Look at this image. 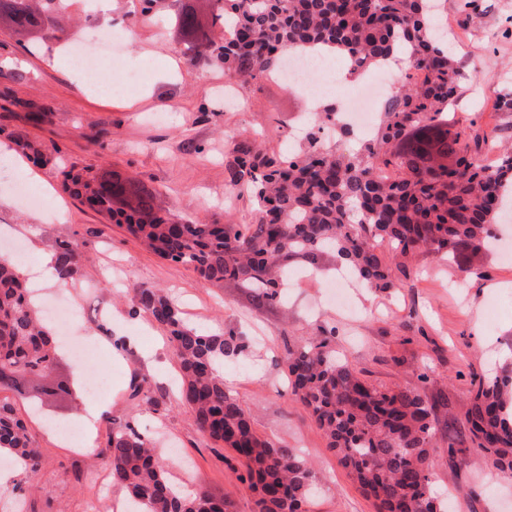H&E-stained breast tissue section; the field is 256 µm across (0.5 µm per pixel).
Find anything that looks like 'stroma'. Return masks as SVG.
Returning <instances> with one entry per match:
<instances>
[{"mask_svg":"<svg viewBox=\"0 0 512 512\" xmlns=\"http://www.w3.org/2000/svg\"><path fill=\"white\" fill-rule=\"evenodd\" d=\"M84 3L68 0L65 12L28 39L0 26V148L24 162L21 181L64 215L48 222L44 209L25 207L4 187L0 235L25 246L26 268L37 265L40 255H55L60 242L78 240L77 272L64 281H45L44 288L71 290L84 309L85 335L107 349L121 345L123 356L110 362L111 389L97 399L84 395L71 405H46L35 417L26 400L15 399L41 463L33 477L13 471V489L0 496V512H11L15 499L25 502L26 512H92L95 502L122 496L111 481L92 482L91 453L74 450L58 435L59 428L89 419L87 409L96 404L101 412L90 419L95 447L126 422L148 434L162 430L165 437L156 446L167 459L171 482L188 495L206 489L232 502L235 512H255V493L238 480L233 452L206 440L177 402L180 369L166 330L148 314L130 313L128 293L143 285L166 289L199 331L244 338L246 350L224 360L227 386L259 435L296 449L312 464L315 491L306 512H376L288 386L286 340L329 328L336 331V351L370 382L421 389L435 400L433 490L449 498L450 512H512V478L448 456V431L465 429L479 377L512 370V307L501 303L512 296V261L495 250L483 252V277L463 284L455 265L417 253L400 287L356 288L359 312L351 317L329 301L328 272L335 267L330 260L319 270L289 262L287 297L268 306L248 289L203 283L187 266L149 251L63 192L70 166L126 173L155 191L157 205L178 219L244 224L251 198L224 196L235 142L254 138L284 154L297 149L294 131L310 112L311 97L262 78L238 87L240 107L219 103L224 72L195 65L185 55L171 27L177 0L146 16L128 9L126 0H112L129 32L116 50L127 67H147L144 84L127 89L124 74L113 72L102 85L75 80L70 58L58 66L46 58L82 35ZM439 16L463 74L449 119L512 146V110L497 105L512 89V0H440ZM36 113L42 121H33ZM30 149L44 164L27 163Z\"/></svg>","mask_w":512,"mask_h":512,"instance_id":"stroma-1","label":"stroma"}]
</instances>
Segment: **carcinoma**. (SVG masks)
Returning <instances> with one entry per match:
<instances>
[{
	"instance_id": "cac0c4a2",
	"label": "carcinoma",
	"mask_w": 512,
	"mask_h": 512,
	"mask_svg": "<svg viewBox=\"0 0 512 512\" xmlns=\"http://www.w3.org/2000/svg\"><path fill=\"white\" fill-rule=\"evenodd\" d=\"M211 23L183 0L175 25L187 37L195 64H219L224 78L248 83L281 71L282 55L315 45L337 49L354 70L381 66L407 53L404 78L385 101L377 134L357 153H338L326 134L346 136L331 106L317 117L296 154L264 152L244 140L234 148L229 190L253 201L247 224H202L174 218L156 205L149 188L114 172L95 176L71 168L65 191L163 259L189 266L205 284L233 282L267 304L279 301L287 262L318 266L328 256L363 285L397 288L408 259L419 251L443 254L468 276L494 226L512 212V151L485 156L496 146L443 119L454 98L460 68L435 35L431 0H212ZM64 8L63 0H0V20L30 30ZM227 28L224 41L209 27ZM440 126L435 149L387 146L409 131ZM80 259L77 241L59 244L64 278ZM17 263L0 255V392L31 400L77 397L66 376L39 382L58 365V348L43 324ZM132 314L144 312L168 333L182 373L180 404L199 431L231 449L258 492V512H304L314 488L311 464L294 449L260 437L224 385V358L245 350L238 336L203 334L188 326L161 289H134ZM294 394L309 410L340 463L370 495L377 512H444L432 493L428 448L435 435L434 404L417 389L375 385L336 355L327 340L301 338L286 347ZM512 376L478 380L465 412L470 440L496 470L512 477ZM35 471L40 453L26 422L0 398V458ZM113 484L150 512H233V504L205 490L183 495L165 475L150 439L115 427L98 452Z\"/></svg>"
}]
</instances>
